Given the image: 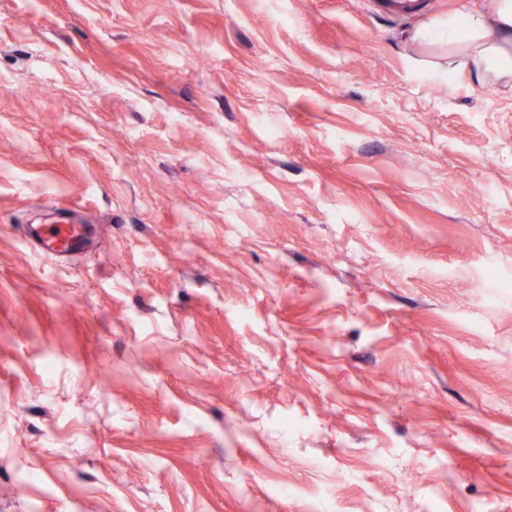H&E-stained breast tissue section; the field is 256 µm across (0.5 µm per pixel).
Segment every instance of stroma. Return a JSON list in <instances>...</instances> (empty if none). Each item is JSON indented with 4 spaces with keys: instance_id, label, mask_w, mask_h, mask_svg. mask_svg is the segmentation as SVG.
<instances>
[{
    "instance_id": "1",
    "label": "stroma",
    "mask_w": 512,
    "mask_h": 512,
    "mask_svg": "<svg viewBox=\"0 0 512 512\" xmlns=\"http://www.w3.org/2000/svg\"><path fill=\"white\" fill-rule=\"evenodd\" d=\"M462 2L0 0V512H512V86L412 38ZM28 234L34 239L41 254L58 257L82 248L90 239L85 224H73L71 220L57 224H33Z\"/></svg>"
}]
</instances>
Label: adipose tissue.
I'll list each match as a JSON object with an SVG mask.
<instances>
[{
    "instance_id": "adipose-tissue-1",
    "label": "adipose tissue",
    "mask_w": 512,
    "mask_h": 512,
    "mask_svg": "<svg viewBox=\"0 0 512 512\" xmlns=\"http://www.w3.org/2000/svg\"><path fill=\"white\" fill-rule=\"evenodd\" d=\"M465 23L467 35L458 38L457 25ZM415 37L424 43L441 42L471 63L472 78L481 84L512 81V0H495L490 9L468 8L462 18L427 24Z\"/></svg>"
}]
</instances>
